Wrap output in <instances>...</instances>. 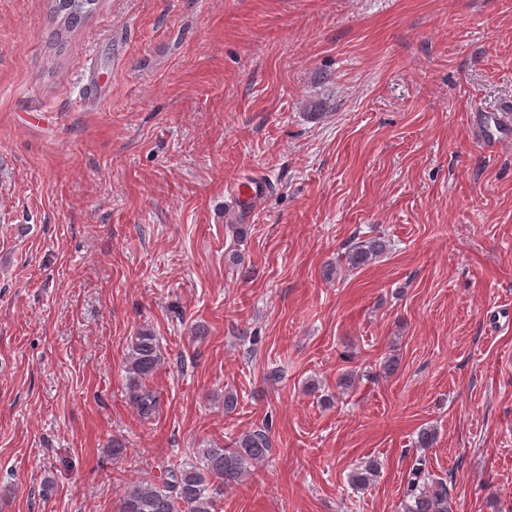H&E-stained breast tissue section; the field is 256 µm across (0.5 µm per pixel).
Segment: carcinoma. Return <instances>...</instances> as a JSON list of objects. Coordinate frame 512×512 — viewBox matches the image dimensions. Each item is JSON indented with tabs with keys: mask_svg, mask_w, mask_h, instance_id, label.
<instances>
[{
	"mask_svg": "<svg viewBox=\"0 0 512 512\" xmlns=\"http://www.w3.org/2000/svg\"><path fill=\"white\" fill-rule=\"evenodd\" d=\"M54 13L66 28L83 22L95 9V0H52ZM386 251V243L371 237L353 243L345 260L353 269H361ZM162 355L157 336L148 329L138 331L127 356L131 402L144 418L155 414L157 400L146 381L159 369ZM271 441L268 428L245 431L232 445L204 448L200 462L182 465L168 471V481L160 487L142 481L128 487L122 496L119 512H214L224 488L242 482L250 468L262 463L269 454ZM379 472L374 460L363 461L349 474V483L356 489L370 486ZM424 474L419 462L407 485L403 512H454L448 486L442 478L420 484Z\"/></svg>",
	"mask_w": 512,
	"mask_h": 512,
	"instance_id": "1",
	"label": "carcinoma"
}]
</instances>
